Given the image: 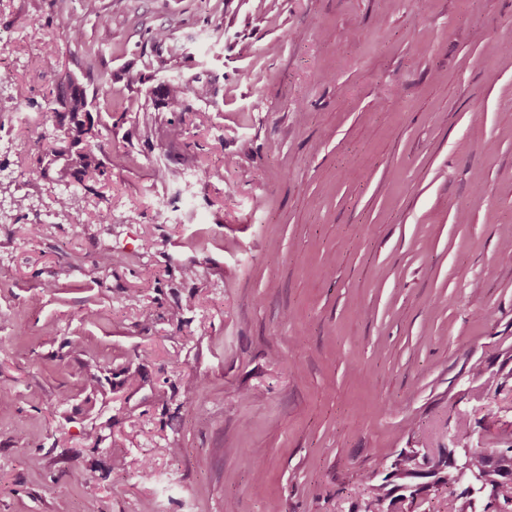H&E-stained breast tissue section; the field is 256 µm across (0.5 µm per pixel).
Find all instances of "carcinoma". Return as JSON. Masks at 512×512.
Instances as JSON below:
<instances>
[{"mask_svg":"<svg viewBox=\"0 0 512 512\" xmlns=\"http://www.w3.org/2000/svg\"><path fill=\"white\" fill-rule=\"evenodd\" d=\"M154 109L159 112H187L191 100L207 101L212 95L206 84L191 85L180 80L161 82L146 89ZM47 111L57 118L56 133L39 145L26 175L32 180L49 177L65 186H79L94 193L96 185L110 177L112 164V143L101 139V121L93 114H112V75L101 77L93 94L73 79L68 80L52 99ZM476 386L473 390L482 394L491 389L496 381L493 374H486L482 364L476 362L471 368ZM477 491H489L487 507L497 506L499 512H508L512 506V448L499 450L496 456H487L478 448H468L464 458ZM416 457L401 453L391 464V472L382 481L373 475L364 479L365 490L371 501L380 505L391 495L390 482L409 491L411 501L422 500L439 488L457 484V470L450 460L433 466L434 480L415 484L419 477Z\"/></svg>","mask_w":512,"mask_h":512,"instance_id":"cac0c4a2","label":"carcinoma"}]
</instances>
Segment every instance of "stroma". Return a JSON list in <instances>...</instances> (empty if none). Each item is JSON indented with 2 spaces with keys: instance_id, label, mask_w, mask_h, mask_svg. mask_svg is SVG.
<instances>
[{
  "instance_id": "1",
  "label": "stroma",
  "mask_w": 512,
  "mask_h": 512,
  "mask_svg": "<svg viewBox=\"0 0 512 512\" xmlns=\"http://www.w3.org/2000/svg\"><path fill=\"white\" fill-rule=\"evenodd\" d=\"M91 47L112 177L62 212L25 171ZM131 76L212 87L192 161ZM1 393L0 512H367L460 418L512 446V0H0Z\"/></svg>"
}]
</instances>
